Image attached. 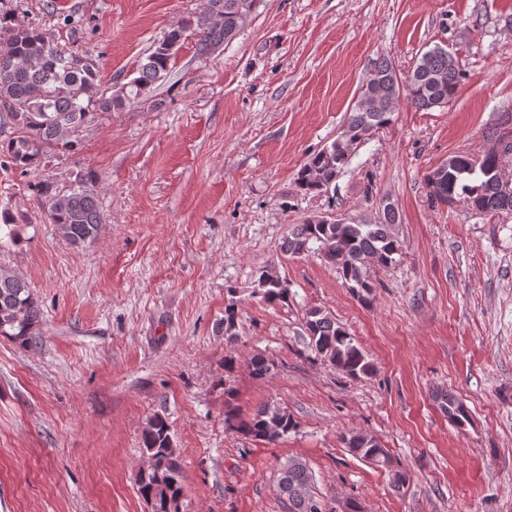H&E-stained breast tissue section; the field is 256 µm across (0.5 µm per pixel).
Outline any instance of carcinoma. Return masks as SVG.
Segmentation results:
<instances>
[{
  "label": "carcinoma",
  "instance_id": "obj_1",
  "mask_svg": "<svg viewBox=\"0 0 512 512\" xmlns=\"http://www.w3.org/2000/svg\"><path fill=\"white\" fill-rule=\"evenodd\" d=\"M260 0H204L194 22L168 30L162 40L140 61L137 76L126 83L103 84L97 60L60 47L49 33L38 28L22 27L12 17L0 12V154L12 166L26 172L40 166L45 153L61 147L74 151L79 145V133L91 111L112 112L145 99L152 86L164 81L179 48L195 38L199 58L231 43L238 35L244 19L257 9ZM461 71L451 51L435 46L421 54L413 69L397 74L392 62L378 59L368 72L365 87L373 95L357 102L350 110L340 135L331 144L310 156L297 174V186L307 194L319 193L329 187L348 164L350 148L389 125L401 102L428 111L443 107L458 93ZM497 144L507 148L491 149L479 158L452 156L430 171L426 185L430 196L443 204L461 203L478 213L511 212L512 187H506L503 169L512 160V132L496 135ZM95 178L85 175L76 185L58 191L44 180L29 185L40 199L50 223L73 245L95 238L101 224L96 200ZM399 222L394 205L383 206L377 221L354 224L312 216L300 224L291 225L283 243V251L291 257L309 252L341 270L357 298L365 300L375 288L370 276L373 265L388 266L397 262L401 244L390 226ZM258 293L270 304L288 297V281L261 271ZM224 308L226 343L237 336V301L235 289ZM43 317L41 306L26 280L19 274L0 269V336L23 343L35 340ZM307 348L314 358L328 363L340 374L360 379L371 374L367 355L344 327L331 316L314 308L304 321ZM247 366L251 374L263 378L272 364L263 355H253ZM440 409L461 423L467 418L463 403L450 394L437 397ZM224 424L243 431L257 440L273 444L297 423L288 411L269 404L258 407L246 420L228 409ZM344 447L355 457L387 467L394 473L396 486L409 480L406 470L393 468L388 451L379 441L361 432L341 436ZM172 444L166 419L157 414L143 432L146 453L156 459L157 470L141 477L139 492L150 512H180L183 499V471L179 456L168 451ZM162 476L169 493L157 491V476ZM311 473L299 461L288 462L277 482L279 495L288 501V512H307L304 499L294 491L311 493Z\"/></svg>",
  "mask_w": 512,
  "mask_h": 512
}]
</instances>
